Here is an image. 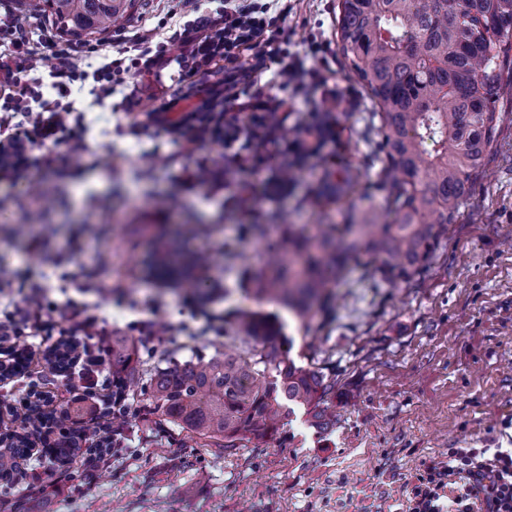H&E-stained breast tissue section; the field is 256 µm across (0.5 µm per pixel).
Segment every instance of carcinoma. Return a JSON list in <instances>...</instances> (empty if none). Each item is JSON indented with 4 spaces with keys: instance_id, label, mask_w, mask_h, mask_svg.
Here are the masks:
<instances>
[{
    "instance_id": "cac0c4a2",
    "label": "carcinoma",
    "mask_w": 512,
    "mask_h": 512,
    "mask_svg": "<svg viewBox=\"0 0 512 512\" xmlns=\"http://www.w3.org/2000/svg\"><path fill=\"white\" fill-rule=\"evenodd\" d=\"M22 2L26 11L51 19L72 38L109 31L131 5V0ZM336 34L346 66L369 91L373 112L366 120L379 135L375 184L381 200L368 212L350 213L343 224H319L310 234L280 217L276 240L267 239L268 224L243 225L244 233L267 241L269 257L258 269H242L240 281L257 299L301 321L323 306L329 285L342 279L348 261L363 251L372 257L370 281L393 287L427 270L482 174L496 139L502 82L512 80V0H340ZM335 121L328 112L297 118L291 149L277 167L276 189L295 181ZM278 123L273 113L268 126L250 132L254 155L263 154ZM360 179L358 169H327L304 203L314 208L344 198ZM206 261L203 253L159 250L144 269L153 278L200 289L191 272ZM224 339L229 344L222 353L184 362L168 354L137 380L134 340L112 337L108 357L115 398L148 400L159 423L181 427L202 447L226 450L244 439L262 443L294 406L306 408L317 426L331 424L336 379L296 363L278 315L237 308L224 315ZM13 413L22 426L0 436V445L9 449L0 451L1 482L11 483L12 456L24 454L30 436L46 427L59 438L43 465L72 463L78 443L71 436L70 411L32 416L24 405ZM101 419L104 424L87 428L89 455H106L114 447L118 430L110 411Z\"/></svg>"
}]
</instances>
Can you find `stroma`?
<instances>
[{
	"instance_id": "stroma-1",
	"label": "stroma",
	"mask_w": 512,
	"mask_h": 512,
	"mask_svg": "<svg viewBox=\"0 0 512 512\" xmlns=\"http://www.w3.org/2000/svg\"><path fill=\"white\" fill-rule=\"evenodd\" d=\"M338 3L286 0L281 17L290 53L324 46V83L304 73L282 89L273 70L253 76L287 108L341 117L338 139L288 190L270 189L290 142L287 128L259 158L242 138L199 139L197 102L186 94L223 77L224 59L193 64L187 47L163 45L162 36L192 21L178 0H133L112 30L84 38L90 72L141 37L151 38L152 50H165L170 63L155 74L124 73L103 100L93 79L73 89L86 127L82 157L62 147L36 149L27 168L0 174V265L43 292L46 321L72 332L77 322L69 310L83 309L101 332L141 344L146 369L152 356L170 350L184 361L223 349V332L206 331L205 315L239 307L278 313L296 362L335 370V422L317 428L298 407L261 445L199 448L136 403L120 448L93 475L77 460L50 477L36 459L20 462L8 490L21 512H405L416 473L447 460L449 449H512V93L497 102V135L483 175L416 280L370 287L364 272L371 257L360 254L346 279L332 284L328 308L307 325L256 303L236 283L240 265L256 269L267 258L265 241L243 234V225L277 213L306 230L341 222L349 205L366 208L379 199L364 119L370 97L343 63ZM175 99L182 122L157 128L152 112ZM204 165L211 168L208 182L189 186L188 175ZM349 165L364 172L351 203L302 206L324 168ZM33 171L56 197L46 217L31 205ZM243 191L253 199L248 212L234 203ZM170 197L178 207L163 210ZM228 240L238 253L233 264L224 259ZM161 247L209 255L194 273L202 291L166 287L144 274V260ZM92 269L97 277L86 279ZM34 380L52 396L51 410L77 407L64 377L49 376L38 353L0 381V408L26 396ZM36 474L42 482H33Z\"/></svg>"
}]
</instances>
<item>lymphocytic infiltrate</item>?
Wrapping results in <instances>:
<instances>
[{
	"label": "lymphocytic infiltrate",
	"mask_w": 512,
	"mask_h": 512,
	"mask_svg": "<svg viewBox=\"0 0 512 512\" xmlns=\"http://www.w3.org/2000/svg\"><path fill=\"white\" fill-rule=\"evenodd\" d=\"M278 20L266 0H224L223 27L200 15L175 38L191 46L193 58L203 61L223 51L229 74L221 92L234 99L239 80L277 54L282 35ZM10 43L11 51L0 54V152L10 153L13 168L18 169L26 166L29 151L39 145L84 150L85 131L75 108L61 99L72 83L89 76L79 50L43 55L31 47L23 22L15 25ZM47 77L59 92L56 99L44 98L41 92ZM6 282L22 291L25 304L21 320L10 317L0 322V342L22 335L28 325L35 332L66 338V330L44 320L40 294L28 291L18 275H8ZM462 478L467 481L464 492L448 497V487ZM407 508L408 512H512V453L499 451L489 459L481 449H449L446 461L429 464L417 474Z\"/></svg>",
	"instance_id": "lymphocytic-infiltrate-1"
}]
</instances>
